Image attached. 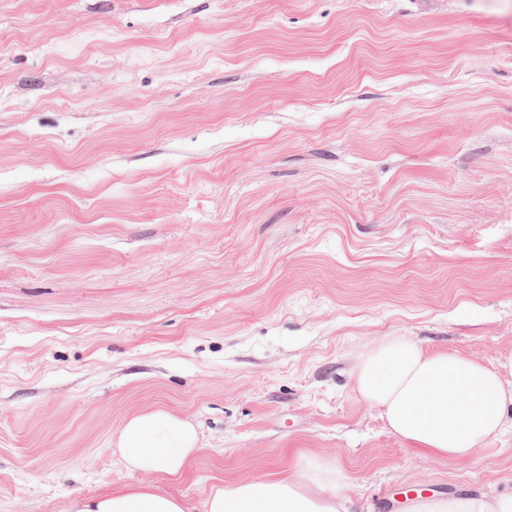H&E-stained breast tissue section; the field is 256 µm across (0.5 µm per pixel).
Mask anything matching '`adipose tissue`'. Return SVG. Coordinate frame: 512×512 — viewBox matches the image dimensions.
<instances>
[{"instance_id":"obj_1","label":"adipose tissue","mask_w":512,"mask_h":512,"mask_svg":"<svg viewBox=\"0 0 512 512\" xmlns=\"http://www.w3.org/2000/svg\"><path fill=\"white\" fill-rule=\"evenodd\" d=\"M353 376L356 393L394 435L438 458L464 460L496 441L504 410L512 405V353L490 368L387 336L358 355ZM116 446L127 468L148 475V482L78 499L73 512H351L347 476L319 459L272 480L213 488L199 506L162 490L151 476H180L197 452L196 429L183 417L133 415L121 426ZM419 512H512V497L434 499Z\"/></svg>"}]
</instances>
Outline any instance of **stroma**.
<instances>
[{
  "label": "stroma",
  "instance_id": "stroma-1",
  "mask_svg": "<svg viewBox=\"0 0 512 512\" xmlns=\"http://www.w3.org/2000/svg\"><path fill=\"white\" fill-rule=\"evenodd\" d=\"M385 336L512 351V0H0V512L143 481L113 439L189 418L163 490L311 458L355 512L512 495L353 387Z\"/></svg>",
  "mask_w": 512,
  "mask_h": 512
}]
</instances>
